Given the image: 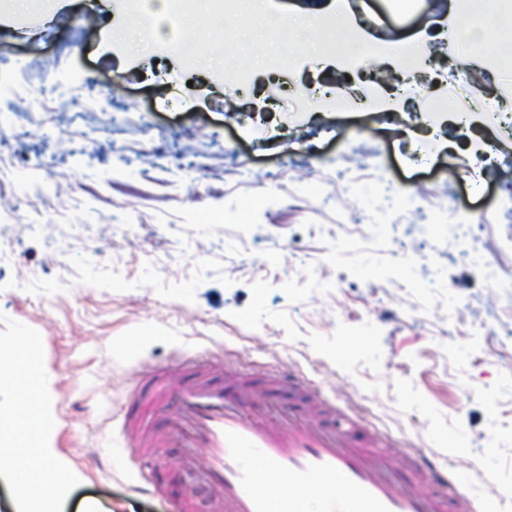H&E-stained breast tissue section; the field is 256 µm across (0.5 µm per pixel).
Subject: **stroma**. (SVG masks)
<instances>
[{"mask_svg":"<svg viewBox=\"0 0 512 512\" xmlns=\"http://www.w3.org/2000/svg\"><path fill=\"white\" fill-rule=\"evenodd\" d=\"M413 7L361 12L386 10L376 37L429 40L433 98L451 71L502 96L505 73L461 57L459 20ZM120 20L114 0L0 11V315L42 338L56 446L83 476L64 512H173L187 496L211 512L181 449L131 454L121 424L145 412L128 397L140 379L165 366L180 391L194 371L176 351L218 347L261 385L299 371L311 398L351 405L391 447L475 482L493 473L497 512H512V304L483 268L512 274V138L449 125L462 160L438 147L419 164L399 122L415 97L397 113L292 106L311 85L384 71L379 59L259 71L232 93L201 68L181 81L169 52L125 63L104 41ZM482 141L495 160L473 175ZM445 210L483 260L434 230ZM140 471L161 495L135 492Z\"/></svg>","mask_w":512,"mask_h":512,"instance_id":"35a3bbf8","label":"stroma"}]
</instances>
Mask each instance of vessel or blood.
<instances>
[{"mask_svg":"<svg viewBox=\"0 0 512 512\" xmlns=\"http://www.w3.org/2000/svg\"><path fill=\"white\" fill-rule=\"evenodd\" d=\"M143 387L153 409L169 398L158 376ZM277 387L288 399L269 402L254 385L220 390L195 379L182 394L181 415L148 442L207 449L218 512H476V503L492 502L491 479L476 494L463 493L467 478L421 450L394 469L378 436L333 410L314 415L300 375L280 374Z\"/></svg>","mask_w":512,"mask_h":512,"instance_id":"1","label":"vessel or blood"}]
</instances>
